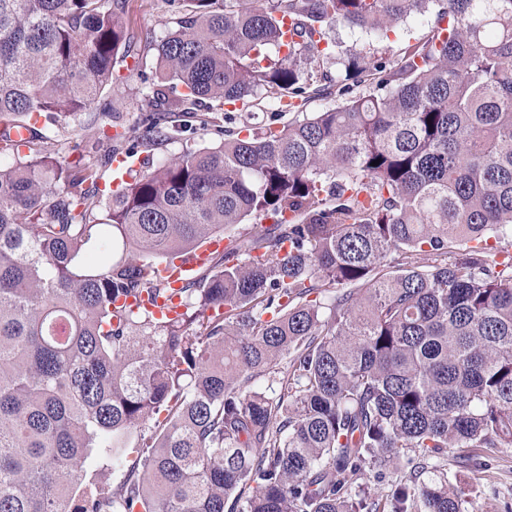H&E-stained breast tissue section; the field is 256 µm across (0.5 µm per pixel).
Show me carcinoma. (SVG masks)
<instances>
[{
  "mask_svg": "<svg viewBox=\"0 0 512 512\" xmlns=\"http://www.w3.org/2000/svg\"><path fill=\"white\" fill-rule=\"evenodd\" d=\"M161 2L157 40L126 0H0V512H469L434 460L512 448V0ZM432 10L396 60L336 54L344 103L136 174L191 106L216 127L328 94L334 27L381 38ZM138 43L145 134L93 128L104 166L123 157L101 189L38 118L112 116ZM247 223L177 318L116 305L173 292L147 268ZM125 20L129 29L142 38L148 34L160 39L171 26L160 0H128Z\"/></svg>",
  "mask_w": 512,
  "mask_h": 512,
  "instance_id": "1",
  "label": "carcinoma"
}]
</instances>
